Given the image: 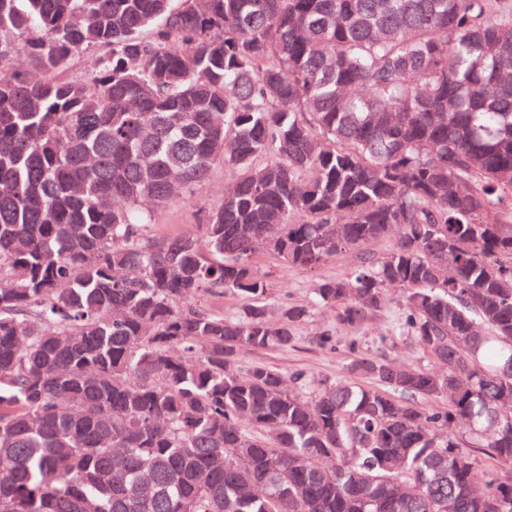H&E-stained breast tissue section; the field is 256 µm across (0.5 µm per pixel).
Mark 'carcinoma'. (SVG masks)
Wrapping results in <instances>:
<instances>
[{"instance_id": "carcinoma-1", "label": "carcinoma", "mask_w": 512, "mask_h": 512, "mask_svg": "<svg viewBox=\"0 0 512 512\" xmlns=\"http://www.w3.org/2000/svg\"><path fill=\"white\" fill-rule=\"evenodd\" d=\"M345 252L431 364L241 365ZM0 512H512V0H0ZM229 178V172L216 167L209 179L196 188L190 202L176 203L156 211L149 234L165 237L197 231V225L203 224L205 213L223 202L224 187ZM354 253H342L312 275L300 268L275 265L263 260L261 266H273L274 274L269 288V302L274 308L283 303L310 305L312 288L320 277H336L346 274L355 265ZM198 304L209 309H218L224 312V315H235L239 313L242 301L239 296L233 293H224L221 296H204Z\"/></svg>"}]
</instances>
